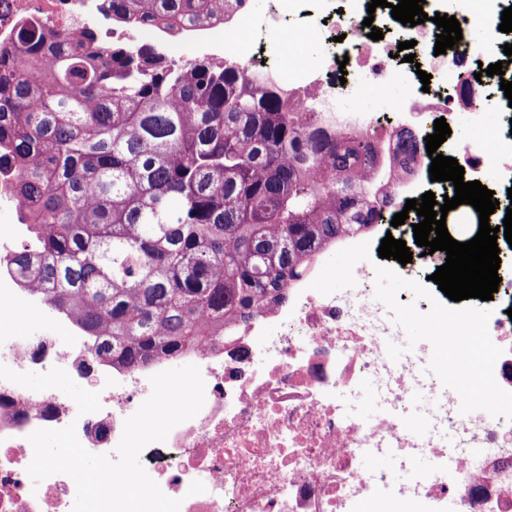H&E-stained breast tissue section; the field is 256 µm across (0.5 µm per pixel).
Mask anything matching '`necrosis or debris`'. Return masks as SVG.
<instances>
[{
    "instance_id": "4bbe7bcc",
    "label": "necrosis or debris",
    "mask_w": 512,
    "mask_h": 512,
    "mask_svg": "<svg viewBox=\"0 0 512 512\" xmlns=\"http://www.w3.org/2000/svg\"><path fill=\"white\" fill-rule=\"evenodd\" d=\"M278 0L283 14L304 18L301 36L322 38L318 57L292 56L291 79L261 65L251 36L249 5L224 24L187 26L183 37L211 56L224 57L257 82L275 81L308 106L320 125L343 137L373 141L383 163L389 214L432 188L427 152L410 167L396 156V129L417 140L433 133L436 119L450 127L486 129L483 139L441 144L456 158L465 181H499L512 188V128L488 123L500 100L464 106V88L512 81L503 47L512 35L499 25L512 0H426L429 19L412 29L421 68L398 63V46L370 39L371 29L392 23L389 9L368 12L369 0ZM455 17L465 35L435 54V14ZM372 26H364L365 18ZM45 30H88L100 41H131L140 23L116 25L106 0H0V53H14L21 23ZM504 62V76L479 75L482 60ZM438 85L423 92L419 72ZM13 177L0 172V215L15 231L0 236V512H72L73 480L65 474L33 482L30 434L75 425L80 443L95 454L114 455L124 423L150 396L151 376L171 369L156 361L129 369L99 361L92 339L68 324L65 311L47 305L9 269L23 238L13 203ZM413 243L411 224L378 222L344 236L338 249L355 262L340 287L323 261L294 282L287 302L258 313L228 341L214 340L191 352L205 401L195 417L177 425L166 441L148 444L140 462L180 512H512V278L499 284L491 310H458L451 332L464 365L491 377L487 407L466 401V389L438 379L436 350L409 340L410 318L445 315L427 282L403 280V290L422 297L421 310L391 306L360 288L385 236ZM21 317L54 327L50 336L12 329ZM39 370L44 383L30 390L26 377ZM206 490L189 494L193 481Z\"/></svg>"
}]
</instances>
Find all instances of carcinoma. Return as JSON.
Returning a JSON list of instances; mask_svg holds the SVG:
<instances>
[{
	"instance_id": "1",
	"label": "carcinoma",
	"mask_w": 512,
	"mask_h": 512,
	"mask_svg": "<svg viewBox=\"0 0 512 512\" xmlns=\"http://www.w3.org/2000/svg\"><path fill=\"white\" fill-rule=\"evenodd\" d=\"M112 21L179 34L244 0H108ZM35 25L0 56V170L26 237L11 266L137 368L288 300L322 251L381 218L377 154L222 60ZM403 160L419 142L397 138Z\"/></svg>"
}]
</instances>
